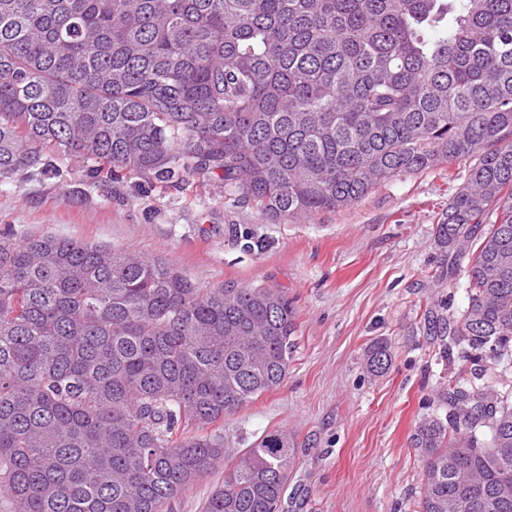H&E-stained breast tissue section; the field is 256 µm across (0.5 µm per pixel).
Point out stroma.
I'll use <instances>...</instances> for the list:
<instances>
[{
	"instance_id": "stroma-1",
	"label": "stroma",
	"mask_w": 512,
	"mask_h": 512,
	"mask_svg": "<svg viewBox=\"0 0 512 512\" xmlns=\"http://www.w3.org/2000/svg\"><path fill=\"white\" fill-rule=\"evenodd\" d=\"M59 174L0 182V232L52 233L159 258L209 288L227 282L282 289L295 313V347L283 385L224 419L236 452L270 431L295 442L280 512H418L423 462L411 443L422 416L446 417L436 393L458 369L512 392V366L443 356L424 335L426 308L459 314L466 271L437 281L445 264L435 230L463 183L468 161L408 174L353 206L274 224L226 199L219 184L190 182L166 192L133 178L104 183L60 158ZM254 240L243 250L242 235ZM391 345L382 375L366 371V350ZM216 467L187 487L171 512H203L224 483Z\"/></svg>"
}]
</instances>
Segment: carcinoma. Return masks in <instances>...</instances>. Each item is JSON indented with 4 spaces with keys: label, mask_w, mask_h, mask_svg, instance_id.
<instances>
[{
    "label": "carcinoma",
    "mask_w": 512,
    "mask_h": 512,
    "mask_svg": "<svg viewBox=\"0 0 512 512\" xmlns=\"http://www.w3.org/2000/svg\"><path fill=\"white\" fill-rule=\"evenodd\" d=\"M65 156L108 182H214L274 222L469 160L438 220L468 305L424 313L443 353H512V0H0V180ZM277 288H200L160 259L0 237V512H169L221 462L205 512H280L286 432L228 457L220 424L288 375ZM375 376L391 346L367 348ZM443 381L422 417L421 512L512 478V402ZM496 423L484 443V420Z\"/></svg>",
    "instance_id": "obj_1"
}]
</instances>
